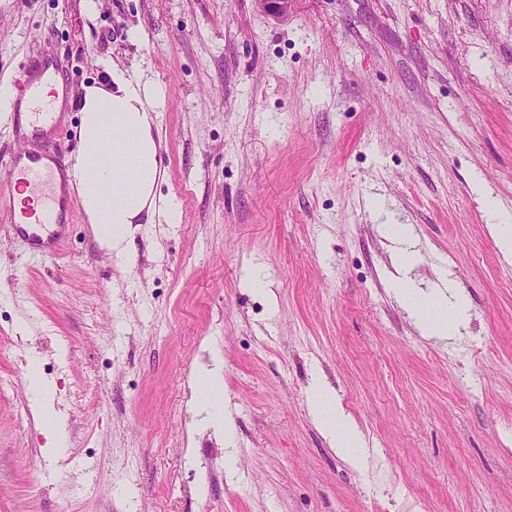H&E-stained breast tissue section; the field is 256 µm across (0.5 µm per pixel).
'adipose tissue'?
<instances>
[{
	"label": "adipose tissue",
	"instance_id": "obj_1",
	"mask_svg": "<svg viewBox=\"0 0 512 512\" xmlns=\"http://www.w3.org/2000/svg\"><path fill=\"white\" fill-rule=\"evenodd\" d=\"M110 84L86 87L80 112L79 149L66 172V184L76 188L78 202L101 246L123 254L140 220L177 221L174 204H159L156 189L163 177L155 125L162 104L159 89L134 78L119 65L108 69ZM395 293L413 313L421 333L446 339L469 319L465 295L455 288L422 293L408 279L395 282ZM204 388L196 393V408L207 425L232 440L231 415L223 411L224 379L220 369L207 371ZM38 398L35 411L48 423L46 450L56 446L61 420L53 404V386L38 370L29 373ZM308 409L316 427L337 455L362 465L368 455L361 430L340 406L336 392L313 378Z\"/></svg>",
	"mask_w": 512,
	"mask_h": 512
}]
</instances>
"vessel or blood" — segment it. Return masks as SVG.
Returning a JSON list of instances; mask_svg holds the SVG:
<instances>
[{
    "label": "vessel or blood",
    "instance_id": "obj_1",
    "mask_svg": "<svg viewBox=\"0 0 512 512\" xmlns=\"http://www.w3.org/2000/svg\"><path fill=\"white\" fill-rule=\"evenodd\" d=\"M13 94L18 101L30 102L32 109L25 115L11 109L10 120H25L36 128L54 125L53 108L41 100L30 70H22L15 77ZM0 176L9 185L8 194L0 195V210L6 211L10 218L8 232L34 253L57 255L66 236L69 215L78 205L77 199L58 190L53 168L42 164L37 155L25 160L11 157L0 169Z\"/></svg>",
    "mask_w": 512,
    "mask_h": 512
}]
</instances>
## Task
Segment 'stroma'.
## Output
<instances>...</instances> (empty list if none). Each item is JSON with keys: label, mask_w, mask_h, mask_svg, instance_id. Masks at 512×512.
<instances>
[{"label": "stroma", "mask_w": 512, "mask_h": 512, "mask_svg": "<svg viewBox=\"0 0 512 512\" xmlns=\"http://www.w3.org/2000/svg\"><path fill=\"white\" fill-rule=\"evenodd\" d=\"M60 74L57 131L0 125V158L78 147L83 87L117 62L159 86L175 224L120 259L75 213L58 257L0 214V512H512V0H0V84ZM462 290L423 336L391 292ZM66 422L55 454L30 361ZM221 366L223 438L193 402ZM320 369L372 452L337 456L307 406ZM486 210L489 213L488 230L494 236L502 255L512 258V217L502 214L491 198L486 199Z\"/></svg>", "instance_id": "obj_1"}]
</instances>
